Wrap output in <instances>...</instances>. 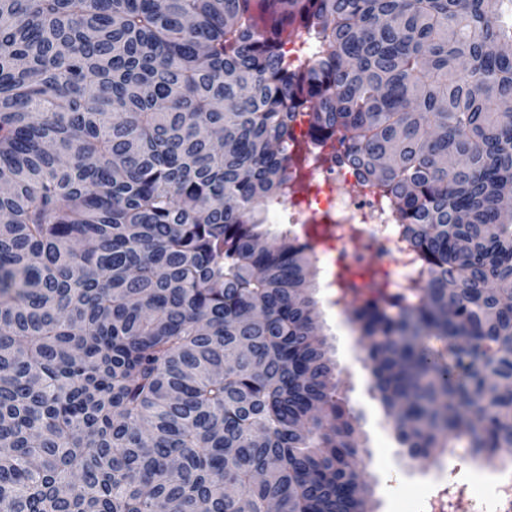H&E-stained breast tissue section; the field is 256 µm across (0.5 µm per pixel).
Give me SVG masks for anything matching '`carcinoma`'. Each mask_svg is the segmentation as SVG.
Wrapping results in <instances>:
<instances>
[{"instance_id":"obj_1","label":"carcinoma","mask_w":512,"mask_h":512,"mask_svg":"<svg viewBox=\"0 0 512 512\" xmlns=\"http://www.w3.org/2000/svg\"><path fill=\"white\" fill-rule=\"evenodd\" d=\"M511 101L512 0H0V512H374L302 151L421 267L349 304L398 443L512 469Z\"/></svg>"}]
</instances>
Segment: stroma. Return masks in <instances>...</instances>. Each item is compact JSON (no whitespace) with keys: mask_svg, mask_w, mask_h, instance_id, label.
<instances>
[{"mask_svg":"<svg viewBox=\"0 0 512 512\" xmlns=\"http://www.w3.org/2000/svg\"><path fill=\"white\" fill-rule=\"evenodd\" d=\"M317 298L324 332L334 348L340 388L367 438L362 467L373 487L376 512H410L411 503L424 494L435 495L475 480L479 469L462 453L420 459L398 444L391 420L370 392L371 373L361 345L345 317L330 308L325 292H318Z\"/></svg>","mask_w":512,"mask_h":512,"instance_id":"obj_1","label":"stroma"}]
</instances>
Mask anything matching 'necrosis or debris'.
<instances>
[{
	"instance_id": "obj_1",
	"label": "necrosis or debris",
	"mask_w": 512,
	"mask_h": 512,
	"mask_svg": "<svg viewBox=\"0 0 512 512\" xmlns=\"http://www.w3.org/2000/svg\"><path fill=\"white\" fill-rule=\"evenodd\" d=\"M309 182L306 196H288L272 211L278 224H360L366 236L375 239L374 255H366L360 239L349 234L329 238L320 245L328 276L340 269L353 270L364 275L370 261H377L391 282L408 287L417 277L416 264L405 243L388 220L381 199L372 190L353 196L345 186L353 182V175L334 164L312 163L305 173ZM456 502V512H512V472L493 476L486 492L473 493L466 488L454 494L440 493L421 503L417 512H449V502Z\"/></svg>"
}]
</instances>
